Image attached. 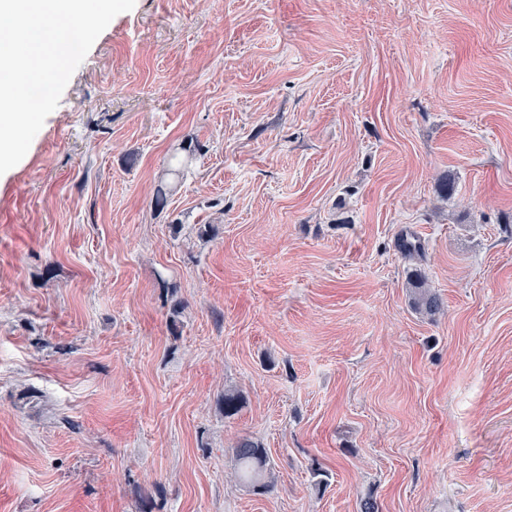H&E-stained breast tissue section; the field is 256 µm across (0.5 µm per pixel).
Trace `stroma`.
<instances>
[{"label": "stroma", "instance_id": "obj_1", "mask_svg": "<svg viewBox=\"0 0 512 512\" xmlns=\"http://www.w3.org/2000/svg\"><path fill=\"white\" fill-rule=\"evenodd\" d=\"M368 495L512 512V0H136L0 175V512ZM415 291L412 295V306L415 310L427 315H435L441 308V301L437 294L430 290L423 289L422 286H414ZM232 450L237 481L255 494H263L270 487V460L266 448L248 437L238 438Z\"/></svg>", "mask_w": 512, "mask_h": 512}]
</instances>
